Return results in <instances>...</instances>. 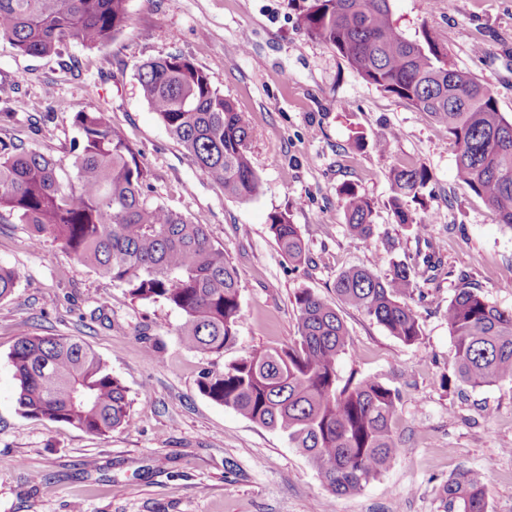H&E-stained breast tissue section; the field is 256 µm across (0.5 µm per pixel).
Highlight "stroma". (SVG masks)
I'll return each instance as SVG.
<instances>
[{"label": "stroma", "instance_id": "35a3bbf8", "mask_svg": "<svg viewBox=\"0 0 512 512\" xmlns=\"http://www.w3.org/2000/svg\"><path fill=\"white\" fill-rule=\"evenodd\" d=\"M302 0H128V22L106 46L73 41L59 53H20L0 38V141L70 167L80 138L76 112H106L149 172L143 197L205 225L240 279L244 319L219 355L182 346L181 314L132 298L53 241L32 245L27 225L0 210V266L23 269L0 301V512H440L449 478L485 473L489 512H512V384L444 388L453 371L446 313L457 289H481L512 310V229L456 178L446 130L425 112L369 84L335 50L301 27ZM411 41L432 37L456 69L491 88L512 121V0H389ZM180 54L210 74L253 121L259 196L240 201L204 178L141 95L145 62ZM389 137L388 152L377 141ZM425 166L430 240L443 256L412 306L421 337L407 345L350 309L339 314L350 344L341 377L371 376L399 390V453L385 474L353 494L332 495L286 434L211 401L204 370L298 336L294 294L335 301L342 270L385 276L416 250L388 206L390 173ZM353 184L373 205L374 236L352 239L339 189ZM285 210L308 245L301 266L268 229ZM75 336L108 362L128 391V428L103 439L23 416L9 353L17 336ZM159 347L149 359L142 339Z\"/></svg>", "mask_w": 512, "mask_h": 512}]
</instances>
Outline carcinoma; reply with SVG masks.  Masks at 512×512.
Here are the masks:
<instances>
[{"label":"carcinoma","mask_w":512,"mask_h":512,"mask_svg":"<svg viewBox=\"0 0 512 512\" xmlns=\"http://www.w3.org/2000/svg\"><path fill=\"white\" fill-rule=\"evenodd\" d=\"M127 0H0V38L24 54L59 53L76 40L87 47L112 41L128 20ZM299 22L334 49L365 81L429 113L455 148L459 182L512 229V122L492 90L448 61L430 39L402 36L389 0H303ZM143 97L199 172L224 194L247 201L263 185L250 158L252 123L224 97L210 75L181 55L143 64ZM81 139L73 175L51 158L0 144V209L30 228L39 245L53 239L80 264L139 300H161L182 315L177 336L201 355L220 354L236 339L244 313L240 281L206 225L194 224L142 198L147 169L103 112H77ZM388 205L396 223L412 229L429 252L392 263L385 277L352 267L336 277V298L382 325L404 344L421 335L408 299L433 280L441 258L428 240L424 166L390 174ZM348 234H374L373 207L355 186L340 188ZM269 230L289 262L307 261V245L286 211L269 216ZM16 269L0 266V301L19 284ZM298 336L289 345L255 351L222 371L207 370L200 390L248 420L281 431L309 461L321 484L350 494L379 479L398 453L393 424L400 394L373 377L343 379L338 362L349 347L336 306L308 288L298 290ZM454 371L447 388L512 383V311L478 288H460L448 303ZM9 359L26 417L69 425L100 438L128 427V392L109 364L75 336L23 334ZM441 512H488L484 473L464 469L448 479Z\"/></svg>","instance_id":"1"}]
</instances>
